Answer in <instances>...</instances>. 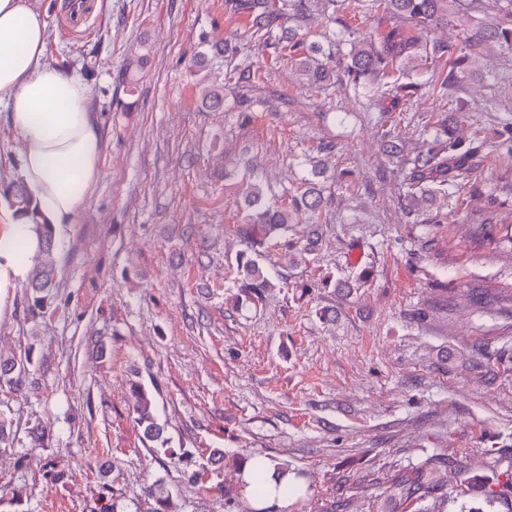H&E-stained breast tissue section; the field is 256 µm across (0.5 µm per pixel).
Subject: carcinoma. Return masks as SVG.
<instances>
[{"instance_id":"carcinoma-1","label":"carcinoma","mask_w":512,"mask_h":512,"mask_svg":"<svg viewBox=\"0 0 512 512\" xmlns=\"http://www.w3.org/2000/svg\"><path fill=\"white\" fill-rule=\"evenodd\" d=\"M376 10L384 28L376 38L354 41L342 50L336 37L327 45L308 41L291 22L318 18L325 25L340 24L343 10ZM224 13L245 19L250 37L277 62L292 63L303 84L318 92L336 79V66L342 77L357 92L372 94L383 112L410 101L426 91L443 96L453 95L464 78L474 73L477 59L487 52L512 50V0H224ZM237 49L215 37L203 40L191 57L201 104L212 112H228L224 85L209 80L208 67L222 60L224 80L261 78L257 68L231 65ZM459 113L451 110L428 130L429 140L408 150L391 129L382 130L381 138L391 157L409 166L406 199L409 212L419 211L433 199L431 184L458 188L480 167L485 141L478 136L460 135ZM328 166L313 163L311 177L302 190L282 204L270 199L269 189L254 178L247 184L244 208L246 223L237 228L244 250L236 256L237 288L235 302L245 298L256 303L265 294L280 287L260 264L262 248L271 239L288 232L293 224L310 225L301 241L288 242L289 264L308 265L315 261L319 246V229L323 211L331 197L325 195L323 177ZM0 195L18 213L32 212V201L19 181L0 185ZM39 252L44 259L33 267L29 288L33 306L42 305L45 294L56 287L55 268L51 260L52 234L35 225ZM470 235L478 240L495 239V217L486 216L481 223L470 225ZM26 359H0V381L17 389L29 372ZM132 413L146 437L156 440L160 426L152 394L139 385L133 386ZM469 472L467 458L437 453L426 464L411 467L394 477L392 486L400 512H445L448 493L444 492L443 475L448 469ZM480 494L490 504L499 503L512 512V479L485 484L472 476L465 482L462 497ZM102 512H140L135 499L115 496Z\"/></svg>"}]
</instances>
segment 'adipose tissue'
I'll use <instances>...</instances> for the list:
<instances>
[{
  "instance_id": "adipose-tissue-1",
  "label": "adipose tissue",
  "mask_w": 512,
  "mask_h": 512,
  "mask_svg": "<svg viewBox=\"0 0 512 512\" xmlns=\"http://www.w3.org/2000/svg\"><path fill=\"white\" fill-rule=\"evenodd\" d=\"M47 26L29 0H0V105L21 139L19 177L36 212L11 214L0 272L26 281L38 246L32 224L74 223L100 176L102 138L85 83L44 59Z\"/></svg>"
}]
</instances>
